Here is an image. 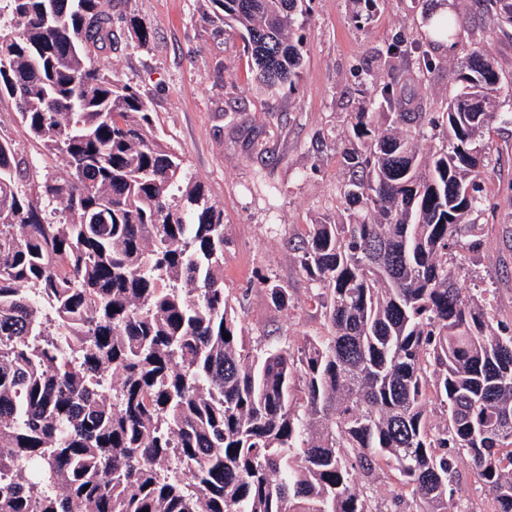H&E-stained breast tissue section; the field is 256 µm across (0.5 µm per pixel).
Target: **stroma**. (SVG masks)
<instances>
[{"instance_id": "1", "label": "stroma", "mask_w": 512, "mask_h": 512, "mask_svg": "<svg viewBox=\"0 0 512 512\" xmlns=\"http://www.w3.org/2000/svg\"><path fill=\"white\" fill-rule=\"evenodd\" d=\"M439 7L438 0H378L372 17L358 22L349 0H315L296 88L271 94L255 83L240 37L212 26L202 0H112L114 77L148 99L160 132L224 208V285L244 297L247 345L270 334L294 347L321 328L303 303L307 285L286 242L302 225L335 215L344 177L339 135L351 112L377 111L371 77L396 36L426 46L436 64L425 79L406 77L408 96L424 111H443L466 48L481 47L512 81V28L501 31L481 0H449L462 25L457 47L446 52L430 42L424 23L426 9ZM129 17L147 27L148 44L138 45ZM0 137L14 143L34 180L68 176L64 158H43L7 99L0 101ZM486 139L482 246L461 253L459 285L469 296L491 287L493 314L510 324L512 123L498 119ZM265 275L295 288L298 304L275 309Z\"/></svg>"}]
</instances>
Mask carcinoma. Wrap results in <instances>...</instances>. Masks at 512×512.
I'll use <instances>...</instances> for the list:
<instances>
[{
    "label": "carcinoma",
    "mask_w": 512,
    "mask_h": 512,
    "mask_svg": "<svg viewBox=\"0 0 512 512\" xmlns=\"http://www.w3.org/2000/svg\"><path fill=\"white\" fill-rule=\"evenodd\" d=\"M206 2L257 84L294 90L312 0ZM483 2L512 26V0ZM425 19L448 41L460 24ZM0 22V100L70 169L35 182L0 138V512H389L385 476L396 508L475 512L453 500L465 457L486 512H512V327L455 262L481 247L502 89L485 51L443 112L409 106L392 69L372 83L387 111L351 116L343 212L287 241L323 330L252 351L223 206L99 62L118 44L106 0H0ZM383 57L434 65L401 37Z\"/></svg>",
    "instance_id": "cac0c4a2"
}]
</instances>
